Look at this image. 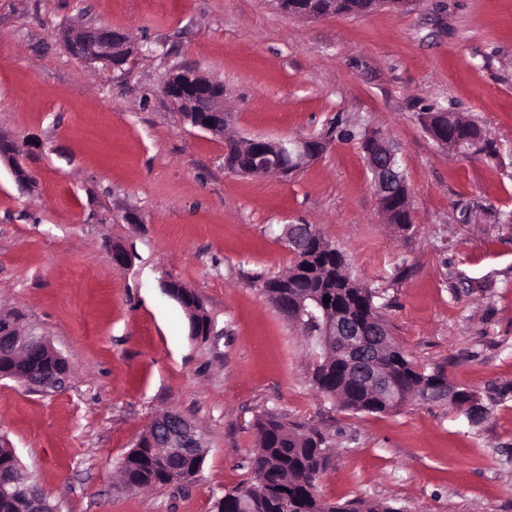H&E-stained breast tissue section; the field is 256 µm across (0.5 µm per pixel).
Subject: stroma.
Here are the masks:
<instances>
[{"mask_svg":"<svg viewBox=\"0 0 512 512\" xmlns=\"http://www.w3.org/2000/svg\"><path fill=\"white\" fill-rule=\"evenodd\" d=\"M89 23L133 37L131 69L68 51L64 33ZM180 65L223 84L236 136L378 132L412 228L381 214L357 139L285 176L229 170L223 137L162 91ZM439 109L481 138L441 147L422 122ZM1 137L17 161L0 158V311L70 372L53 389L0 378V442L57 512H216L249 481L266 413L325 436L326 500L512 512V0L317 19L276 0H0ZM289 224L320 229L375 291L393 340L475 393L480 420L445 400L344 410L313 386V355L262 290L295 261ZM170 279L196 293L210 336H192ZM168 411L198 425L202 467L125 486L123 459Z\"/></svg>","mask_w":512,"mask_h":512,"instance_id":"obj_1","label":"stroma"}]
</instances>
